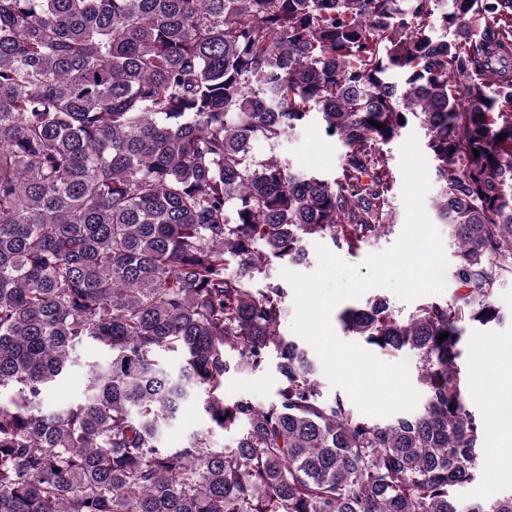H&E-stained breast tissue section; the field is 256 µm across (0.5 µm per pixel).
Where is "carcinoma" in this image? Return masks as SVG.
Here are the masks:
<instances>
[{
	"instance_id": "obj_1",
	"label": "carcinoma",
	"mask_w": 512,
	"mask_h": 512,
	"mask_svg": "<svg viewBox=\"0 0 512 512\" xmlns=\"http://www.w3.org/2000/svg\"><path fill=\"white\" fill-rule=\"evenodd\" d=\"M315 118L337 176L277 154ZM413 126L457 289L339 313L415 357L423 409L378 421L323 396L270 266L379 237ZM506 280L512 0H0V512H512L459 495L489 442L459 344ZM88 342L107 359L54 406ZM271 357L274 399L225 395ZM187 401L234 445L164 446Z\"/></svg>"
}]
</instances>
